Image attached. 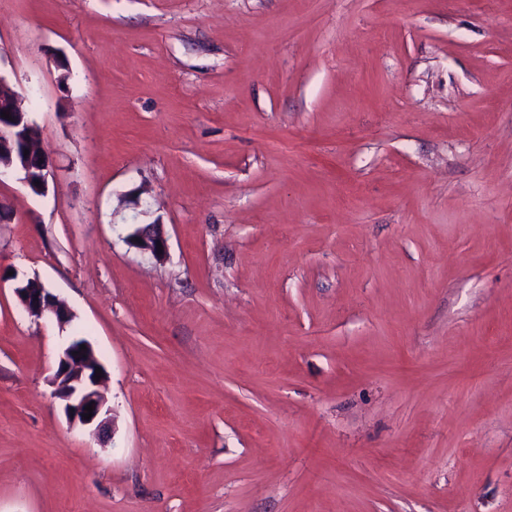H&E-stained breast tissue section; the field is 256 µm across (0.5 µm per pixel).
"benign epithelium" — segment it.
I'll return each instance as SVG.
<instances>
[{
	"label": "benign epithelium",
	"mask_w": 512,
	"mask_h": 512,
	"mask_svg": "<svg viewBox=\"0 0 512 512\" xmlns=\"http://www.w3.org/2000/svg\"><path fill=\"white\" fill-rule=\"evenodd\" d=\"M0 175L16 173L26 187H31V172L42 174L37 194L48 190L49 177L53 175L52 163L37 145L40 129L29 118L22 98L10 81L0 74ZM29 154H24V151ZM127 244L139 253L155 261L163 260L168 253V238L161 224L152 223L145 229L141 224L132 225ZM14 293L28 315L36 320L52 316L61 326L72 321L73 315L66 303L56 295L29 281L14 288ZM101 367L91 343L74 337L62 350L52 378L54 394L65 403V412L70 422L104 431L108 424V408L100 391L103 379L96 378V369ZM93 406L92 416L85 407Z\"/></svg>",
	"instance_id": "obj_1"
}]
</instances>
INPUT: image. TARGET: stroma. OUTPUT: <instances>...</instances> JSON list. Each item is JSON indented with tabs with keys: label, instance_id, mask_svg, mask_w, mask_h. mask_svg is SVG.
I'll return each instance as SVG.
<instances>
[{
	"label": "stroma",
	"instance_id": "stroma-1",
	"mask_svg": "<svg viewBox=\"0 0 512 512\" xmlns=\"http://www.w3.org/2000/svg\"><path fill=\"white\" fill-rule=\"evenodd\" d=\"M0 73V512H512V0H0ZM2 112H7L11 120L2 117ZM28 114L21 96L0 73V178L2 174H20V180L33 194L44 195L48 190L49 177L53 175L52 163L37 145L40 129ZM24 128H27L25 139L21 134ZM17 141L26 144L21 151L18 150ZM25 150L29 151L27 156H24ZM32 171L42 174L39 186H35L37 193L31 190ZM150 225L148 229L143 226ZM131 231L127 234L126 243L136 249L143 256L155 261L163 260L168 253V238L162 231L161 224H133ZM157 242L161 243V250L157 249ZM14 293L28 315L36 320L53 316L62 327L73 319L63 300L35 282L27 281L26 284L17 286ZM85 344L86 350H81ZM101 368L91 343L80 337H74L62 350L52 378L54 394L65 403V412L70 422L85 427H93L102 432L108 424V408L100 391L104 373L96 379V369ZM93 405V412L85 407ZM92 413L90 419L85 414Z\"/></svg>",
	"mask_w": 512,
	"mask_h": 512
}]
</instances>
